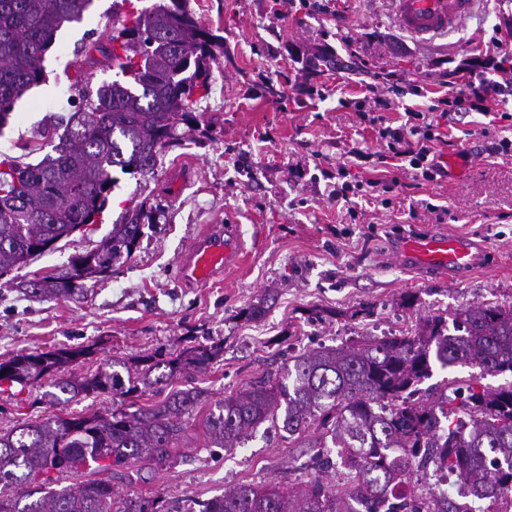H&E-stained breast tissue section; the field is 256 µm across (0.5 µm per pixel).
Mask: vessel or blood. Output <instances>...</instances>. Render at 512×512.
<instances>
[{"mask_svg": "<svg viewBox=\"0 0 512 512\" xmlns=\"http://www.w3.org/2000/svg\"><path fill=\"white\" fill-rule=\"evenodd\" d=\"M398 27L414 40L429 42L455 29L472 16L483 0H389ZM243 243L238 225L227 224L196 237L180 258V281L206 284L239 264ZM396 259L430 272L460 278L486 267L487 250L474 242L445 235L407 236L400 240Z\"/></svg>", "mask_w": 512, "mask_h": 512, "instance_id": "vessel-or-blood-1", "label": "vessel or blood"}]
</instances>
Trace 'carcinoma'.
<instances>
[{"label":"carcinoma","instance_id":"obj_1","mask_svg":"<svg viewBox=\"0 0 512 512\" xmlns=\"http://www.w3.org/2000/svg\"><path fill=\"white\" fill-rule=\"evenodd\" d=\"M93 0H0V128L16 102L43 80L42 61L59 30L77 22ZM107 43L87 55L71 88L79 100L68 120L50 116L35 162L0 157V278L55 248L105 209L117 186L115 169L152 170L158 154L176 139V123L198 122L195 94H208L209 61L224 53V37L203 27L187 0L112 3ZM120 78L93 84L98 67ZM136 207L112 226L95 249L60 269L17 287L59 299L83 292L85 281L112 274L132 256L143 233ZM80 350L17 354L0 361V383L22 386L51 380L57 401L80 395H125L120 376L107 370L63 376ZM213 348L197 345L137 373L143 389L164 384L175 372L206 367ZM282 378L255 381L224 397L204 419L211 448H233L264 423L309 449L315 474L307 488L240 484L199 504V512H382L384 492L405 488L394 512H461L456 500L412 474L431 459L448 461L455 482L490 502L512 504V383L488 390L472 380L452 383L434 400L408 394L432 367L473 364L485 373H512V307L474 303L424 320L413 336L365 338L318 347L291 357ZM205 402L193 389L134 411L89 416L55 415L0 431V512H171L162 493L117 494L112 480L94 478L122 468L131 483L146 469L174 462L188 423ZM336 448V458L325 448ZM344 465L336 483L322 481L328 467ZM82 477L57 488L68 475Z\"/></svg>","mask_w":512,"mask_h":512}]
</instances>
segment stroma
<instances>
[{"label": "stroma", "mask_w": 512, "mask_h": 512, "mask_svg": "<svg viewBox=\"0 0 512 512\" xmlns=\"http://www.w3.org/2000/svg\"><path fill=\"white\" fill-rule=\"evenodd\" d=\"M188 4L203 26L224 38V53L211 65L210 94L193 106L200 124H178V140L152 171L117 173L99 220L17 276L32 278L90 251L138 205L149 219L134 254L70 299L44 300L0 281V360L76 348L83 355L70 372L110 368L125 378L149 358L193 345L214 347L218 355L206 368L174 374L161 390L121 397L92 394L60 404L49 382L13 386L0 392V431L52 414L151 406L167 392L191 387L213 404L280 373L289 358L309 349L384 335L396 326L411 336L428 316L473 303L512 306V152L486 150L489 138H512V126L485 127L476 112L443 126L447 143L435 159L444 174L426 182L385 155L355 108L389 96L390 83H397L406 94L385 118L398 125L420 94L445 93L450 70L484 74L480 62L490 40L512 48V0H489L447 37L430 42L402 32L386 0H332L327 14L309 0ZM111 27L112 0H94L80 22L62 29L43 61L44 82L16 104L0 130V153L18 155L19 141L31 140L45 115H69L73 65L82 47L106 41ZM324 50L333 65L311 70L309 60ZM355 148L369 160H355ZM340 165L359 180L390 181L385 202L352 209L333 200ZM433 204L446 215L430 212ZM228 218L240 226L242 264L205 285L181 284V255L197 235ZM410 231L472 237L488 248L491 265L458 279L398 265L393 248ZM265 297L273 303L264 318L249 319L246 308ZM472 377L492 389L512 381L510 374H484L468 364L437 367L422 393ZM306 461V449L262 427L231 450L207 447L197 415L175 463L132 486L115 481L114 488L162 492L173 508L241 483L272 481L299 491L312 477Z\"/></svg>", "instance_id": "stroma-1"}]
</instances>
